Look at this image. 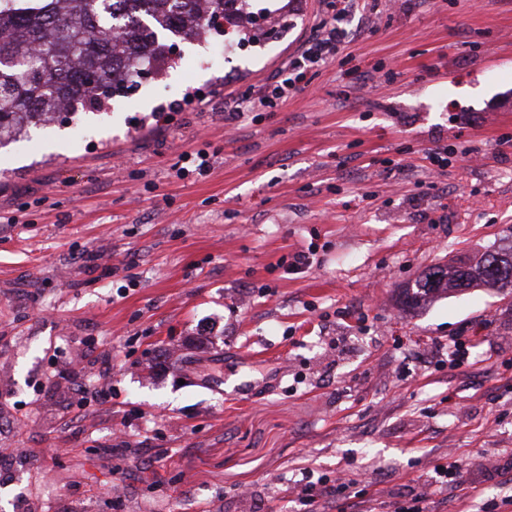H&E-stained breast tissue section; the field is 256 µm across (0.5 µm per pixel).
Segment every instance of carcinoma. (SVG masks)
Here are the masks:
<instances>
[{
    "label": "carcinoma",
    "mask_w": 512,
    "mask_h": 512,
    "mask_svg": "<svg viewBox=\"0 0 512 512\" xmlns=\"http://www.w3.org/2000/svg\"><path fill=\"white\" fill-rule=\"evenodd\" d=\"M200 0H0V144L63 112L97 110L136 73L164 59L168 32L195 38ZM93 74L98 81L88 80ZM506 247L472 262L436 266L414 283L411 299L484 286L512 288L489 265L493 254L512 268V228Z\"/></svg>",
    "instance_id": "cac0c4a2"
}]
</instances>
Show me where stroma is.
Here are the masks:
<instances>
[{
	"mask_svg": "<svg viewBox=\"0 0 512 512\" xmlns=\"http://www.w3.org/2000/svg\"><path fill=\"white\" fill-rule=\"evenodd\" d=\"M250 2L277 54L193 70L198 45L177 42L106 109L0 147V512H298L307 468L395 498L458 462L463 486L431 488L429 512L512 487V298L407 293L512 227V0L351 12L303 92L228 124L225 93L327 15ZM201 150L213 169L177 177ZM307 248L313 266L286 273ZM459 336L470 358L451 371Z\"/></svg>",
	"mask_w": 512,
	"mask_h": 512,
	"instance_id": "stroma-1",
	"label": "stroma"
}]
</instances>
